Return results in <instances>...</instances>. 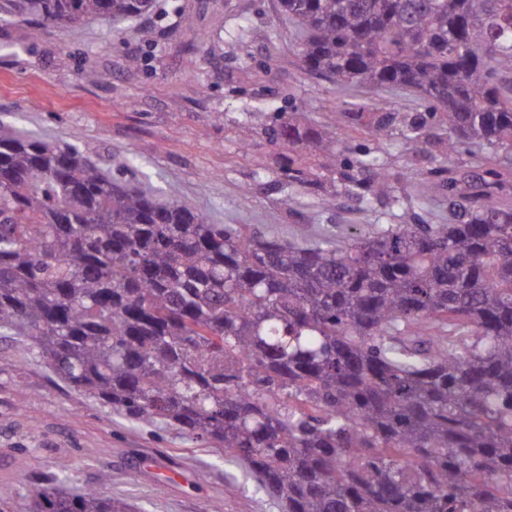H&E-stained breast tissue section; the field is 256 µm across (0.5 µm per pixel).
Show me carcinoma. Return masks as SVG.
I'll use <instances>...</instances> for the list:
<instances>
[{"label": "carcinoma", "instance_id": "1", "mask_svg": "<svg viewBox=\"0 0 512 512\" xmlns=\"http://www.w3.org/2000/svg\"><path fill=\"white\" fill-rule=\"evenodd\" d=\"M154 0H0L79 33ZM303 66L409 91L495 156L436 172L446 224L281 240L123 185L74 145L0 129V331L65 386L218 442L282 512H512V0H278ZM426 142L421 114L372 117ZM391 198L380 158L338 172ZM0 512H133L55 477Z\"/></svg>", "mask_w": 512, "mask_h": 512}]
</instances>
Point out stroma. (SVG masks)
Here are the masks:
<instances>
[{
	"label": "stroma",
	"instance_id": "1",
	"mask_svg": "<svg viewBox=\"0 0 512 512\" xmlns=\"http://www.w3.org/2000/svg\"><path fill=\"white\" fill-rule=\"evenodd\" d=\"M192 27H185V17ZM136 67H129V60ZM404 91H370L308 72L276 0H156L151 14L85 21L79 35L0 22V126L53 145L89 146L112 179L169 204L193 201L211 224L302 243L371 224H444L448 198H424L433 169L472 170L490 148L377 142L356 112H423ZM292 122L309 140L289 144ZM343 156L378 150L400 205L364 208L336 185L321 140ZM303 171L299 185L289 169ZM69 482L103 486L136 512H279L245 465L167 423L145 425L58 381L26 340L0 333V492Z\"/></svg>",
	"mask_w": 512,
	"mask_h": 512
}]
</instances>
